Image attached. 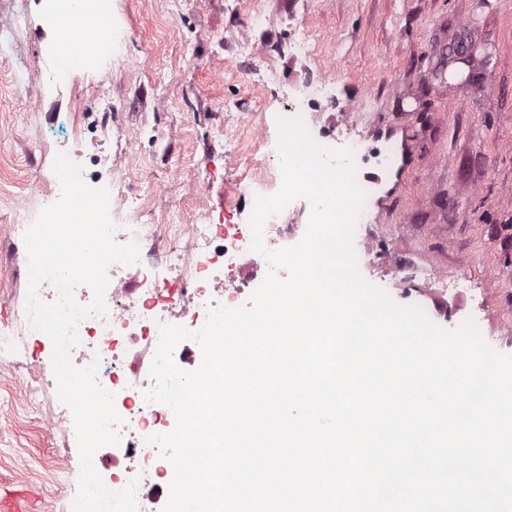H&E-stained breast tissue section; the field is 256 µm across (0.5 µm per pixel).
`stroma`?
Segmentation results:
<instances>
[{
    "instance_id": "stroma-1",
    "label": "stroma",
    "mask_w": 512,
    "mask_h": 512,
    "mask_svg": "<svg viewBox=\"0 0 512 512\" xmlns=\"http://www.w3.org/2000/svg\"><path fill=\"white\" fill-rule=\"evenodd\" d=\"M39 0H0V332L15 329L26 267L22 240L10 236L17 204L33 180L54 182L53 160L72 147L69 116L79 113L87 178L106 183L130 175L145 196V221L179 226L209 212H250L237 194L240 168L227 151L252 146L248 123L268 89L287 93L307 78H330L334 98L318 106L321 131L347 102L365 157L358 180L369 191L375 264L365 278L389 277L439 261L448 275L470 264L475 291L454 297L420 280L401 304L421 306L440 326L467 319L473 301L488 314L487 343L512 353L498 327L512 320V5L505 0H110L115 23L127 27L125 56L111 76L83 67L64 79L37 82V71L60 64L46 50ZM256 10L295 17L315 47L312 58L289 51L293 30L251 25ZM261 56L238 54L240 43ZM392 145L393 167L371 152ZM198 185H190L189 175ZM27 367L0 364V494L21 493L33 512H69L78 487L47 475L60 454L78 465L76 443L42 428L39 403L24 392L49 373L52 342L30 331L20 338ZM26 459L31 477L13 476Z\"/></svg>"
}]
</instances>
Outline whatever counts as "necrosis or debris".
I'll use <instances>...</instances> for the list:
<instances>
[{"mask_svg":"<svg viewBox=\"0 0 512 512\" xmlns=\"http://www.w3.org/2000/svg\"><path fill=\"white\" fill-rule=\"evenodd\" d=\"M332 96L331 80L305 81L291 90L282 112L308 121L320 101ZM276 142L267 122H260L253 151L233 157L244 170L237 192L267 194L261 176L266 161L278 158ZM131 189L129 177L112 178L109 213L115 239L142 247L140 261L110 269L108 312L80 323V343L72 360L79 366L98 362V380L114 393L116 410L125 421L120 445L102 447L94 455L95 464L109 473L106 487L116 491L135 484L138 512H161L173 467L146 438L170 432L176 418L170 407L144 397L153 386L149 360L158 345L159 326L180 324L199 331L209 308L244 305L264 279L268 264L250 249L248 217L212 224L202 216L196 223L182 225L173 238L168 225L143 222Z\"/></svg>","mask_w":512,"mask_h":512,"instance_id":"necrosis-or-debris-1","label":"necrosis or debris"}]
</instances>
